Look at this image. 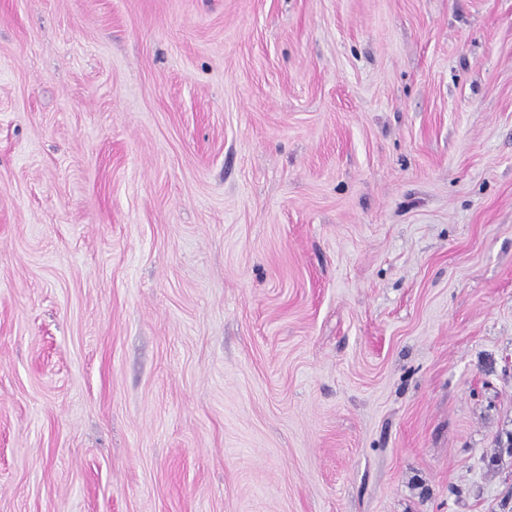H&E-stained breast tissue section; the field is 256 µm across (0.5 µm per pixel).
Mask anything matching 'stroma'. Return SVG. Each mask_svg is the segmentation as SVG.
Segmentation results:
<instances>
[{
	"mask_svg": "<svg viewBox=\"0 0 512 512\" xmlns=\"http://www.w3.org/2000/svg\"><path fill=\"white\" fill-rule=\"evenodd\" d=\"M0 512H512V0H0Z\"/></svg>",
	"mask_w": 512,
	"mask_h": 512,
	"instance_id": "35a3bbf8",
	"label": "stroma"
}]
</instances>
